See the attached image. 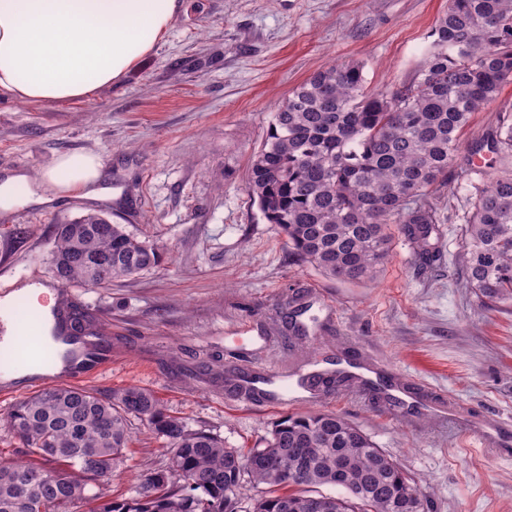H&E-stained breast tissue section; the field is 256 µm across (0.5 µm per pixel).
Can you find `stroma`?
Here are the masks:
<instances>
[{"label":"stroma","instance_id":"1","mask_svg":"<svg viewBox=\"0 0 512 512\" xmlns=\"http://www.w3.org/2000/svg\"><path fill=\"white\" fill-rule=\"evenodd\" d=\"M448 0H179L172 26L94 102L20 103L0 93V177H40L62 154L102 164L98 198L0 210V299L53 289L56 224L99 212L153 245L160 263L88 291L69 288L112 337L87 388L153 392L188 429L226 447H263L279 418L311 410L355 423L421 488L429 512H512V445L479 447L480 427L512 436V306L486 308L462 275L468 150L512 113V84L472 115L448 182L430 195L448 221L427 253L393 227L370 282H340L296 260L245 190L273 112L318 69L354 61L386 90L422 69ZM355 360L392 380L396 401L300 381ZM17 380L0 398V461L27 460L8 430ZM122 464L97 489L130 498L165 468L161 439L132 420Z\"/></svg>","mask_w":512,"mask_h":512}]
</instances>
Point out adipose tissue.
<instances>
[{"instance_id": "ef3b65f1", "label": "adipose tissue", "mask_w": 512, "mask_h": 512, "mask_svg": "<svg viewBox=\"0 0 512 512\" xmlns=\"http://www.w3.org/2000/svg\"><path fill=\"white\" fill-rule=\"evenodd\" d=\"M177 0H0V91L26 103L92 101L133 71L172 25ZM91 153L59 156L38 185L0 183V208L67 191L100 195Z\"/></svg>"}]
</instances>
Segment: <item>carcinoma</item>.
Masks as SVG:
<instances>
[{
  "instance_id": "cac0c4a2",
  "label": "carcinoma",
  "mask_w": 512,
  "mask_h": 512,
  "mask_svg": "<svg viewBox=\"0 0 512 512\" xmlns=\"http://www.w3.org/2000/svg\"><path fill=\"white\" fill-rule=\"evenodd\" d=\"M427 60L399 88L370 92L358 62L314 73L273 113L253 156L246 192L286 236L292 253L344 282L373 279L388 256V226L426 244L438 210L428 203L459 151L472 113L512 82V0H448ZM512 154V117L473 152ZM472 191L462 233V274L487 307L512 303V171ZM159 253L123 225L88 213L56 226L53 265L63 286L101 288L146 272ZM136 418L169 453L132 498L89 512H236L246 485L264 486L252 512H412L420 490L355 424L333 413L287 415L265 446L243 453L190 430L149 390L112 394L52 385L15 402L9 431L29 462H0V512H62L112 478ZM344 466L343 484L336 467ZM334 487L335 496L319 491Z\"/></svg>"
}]
</instances>
